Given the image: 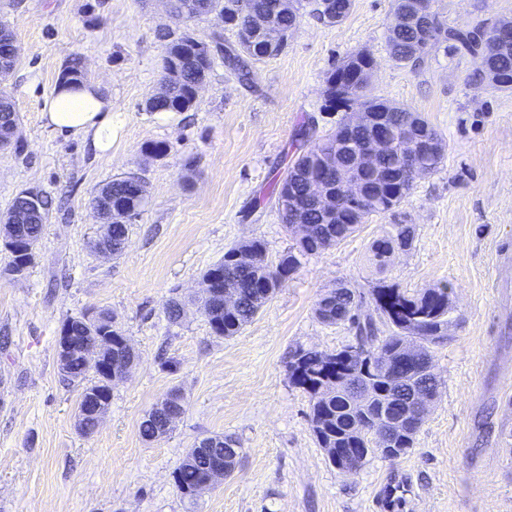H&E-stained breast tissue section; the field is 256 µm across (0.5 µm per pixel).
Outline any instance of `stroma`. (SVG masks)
Listing matches in <instances>:
<instances>
[{
    "label": "stroma",
    "instance_id": "stroma-1",
    "mask_svg": "<svg viewBox=\"0 0 512 512\" xmlns=\"http://www.w3.org/2000/svg\"><path fill=\"white\" fill-rule=\"evenodd\" d=\"M392 5L353 0L335 26L304 16L281 53L253 64V85L217 55L192 109L151 112L166 32L208 42L220 30L214 16L181 22L168 0H0L18 48L0 88L19 115L12 146L0 150V215L25 188L54 201L32 267L0 277V512H377L389 481L401 486L400 512H512V287L494 285L512 280V91L487 86L459 55L437 54L417 72L397 65L385 44ZM432 6L452 24L512 20V0ZM364 50L375 62L372 97L421 112L445 139L441 169L394 213L304 260L238 335H214L194 306L170 322L168 302L197 291L225 248L260 238L266 262L278 264L293 242L272 193L284 157L303 123L315 122L319 138L335 129L326 78ZM75 56L114 105L111 155L40 119ZM150 141L166 142L167 154L145 152ZM131 172L149 203L124 253L105 257L89 245L99 228L92 198ZM403 220L417 227L414 244L377 273L369 245ZM381 280L410 293L453 287L448 338L433 348L440 394L405 455L372 454L344 473L319 447L288 365L297 349L352 342L349 324L314 315L328 289L343 281L365 296ZM101 309L139 361L113 383L109 412L87 436L76 426L82 388L63 381L56 345L67 318ZM174 388L185 414L144 441L142 418ZM215 435L239 442L236 470L188 503L172 472Z\"/></svg>",
    "mask_w": 512,
    "mask_h": 512
}]
</instances>
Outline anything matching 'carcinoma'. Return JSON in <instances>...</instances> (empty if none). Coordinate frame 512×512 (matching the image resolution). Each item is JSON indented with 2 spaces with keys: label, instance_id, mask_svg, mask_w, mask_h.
Returning a JSON list of instances; mask_svg holds the SVG:
<instances>
[{
  "label": "carcinoma",
  "instance_id": "obj_1",
  "mask_svg": "<svg viewBox=\"0 0 512 512\" xmlns=\"http://www.w3.org/2000/svg\"><path fill=\"white\" fill-rule=\"evenodd\" d=\"M206 4L208 11L224 14L230 21H246L251 16L273 10L275 0H171L175 17L189 21L196 11L195 2ZM307 6L296 0V7L277 16L278 23L286 33L296 28L304 16ZM494 24L485 22L473 27L452 25L440 14L431 11L427 32L403 28L386 36V46L391 58L400 66L418 69L439 52H452L470 58L478 75L484 77L493 71L500 78L512 82V43L499 41L482 32ZM197 39L187 33L170 41L164 58V68L178 73L166 89L151 98L147 104L150 112H186L195 104L197 84L207 77L213 58H205L195 50ZM15 37L6 25L0 24V69L10 72L17 64ZM224 66L232 71L242 83H251L254 73L250 62L268 58L262 50L243 43H227L221 48ZM85 77L81 60L71 59L60 74V79L78 81ZM18 115L10 95L0 92V128L6 138L14 139ZM418 122L426 136L438 141L443 138L428 119L419 112L402 107L390 112L388 126L380 135L390 138L402 131V127ZM374 137L368 128H347L339 120L336 129L308 144V134H302L301 142L295 145L294 158L289 160L284 179L275 187L277 200L289 196L293 206L279 207L284 224L300 223L307 233L295 239V243L282 255L279 263L262 271L261 267L237 258L240 251H248L255 257L265 254L266 244L253 238L236 244L224 251V258L210 267L203 277L214 275L235 290L236 308L210 316L209 300L201 303L203 314L208 317L211 329L217 336L233 337L258 314L275 294L276 290L291 279L300 269L302 260L317 255L338 245L357 232L370 215H384L393 211L414 190L415 181L396 163L403 150V143L380 156L372 170L367 192L361 202L344 201L342 214L326 213L315 208L308 200L307 192L313 172L309 167L311 156L322 153L336 154L344 151L341 165L352 167L357 161V152L364 143ZM112 201V240L120 245L128 240L130 224L141 215L147 205L144 180L128 174L115 178L99 188L94 202ZM52 200L43 195L38 201L36 213L22 220L21 233L27 238L26 249H33L39 242L43 226L48 220ZM416 238V225L392 224L383 234L373 240L370 251L373 263L380 270L386 269L397 251L409 250ZM34 262L32 254L10 252V261L5 273L24 275ZM453 287L448 282H439L416 294H409L398 285L379 283L370 291L373 309L361 313L362 296L349 285L340 282L323 294L314 309L315 316L328 325L336 324V318L344 312L349 315L343 322L356 329L355 342L347 348L359 347L375 357L374 369L368 373L367 400L359 401L362 393L353 389L357 375L362 373L363 362L348 364L339 360L343 350L334 352L300 348L295 351L289 365V377L293 385L303 389L309 396V422L313 434L322 448H332L338 455L354 454L365 458L375 452L386 458L396 456L393 451L378 450L372 446L368 428L376 420L416 421V397L425 394L436 397L440 380L433 368L432 347L447 339L449 315L452 307L450 296ZM389 328V335L378 336V323ZM419 339L420 352L415 357L402 361L406 344ZM64 380L83 386V391L96 394L99 405L108 408L112 393L104 384L98 367L80 356L69 362V375ZM212 459L194 456V449L186 451L182 462L173 472V480L179 493L189 499L193 490L207 476Z\"/></svg>",
  "mask_w": 512,
  "mask_h": 512
}]
</instances>
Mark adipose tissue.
Masks as SVG:
<instances>
[{
    "label": "adipose tissue",
    "instance_id": "1",
    "mask_svg": "<svg viewBox=\"0 0 512 512\" xmlns=\"http://www.w3.org/2000/svg\"><path fill=\"white\" fill-rule=\"evenodd\" d=\"M45 127L89 138L98 154L112 150V102L99 82H57L40 112Z\"/></svg>",
    "mask_w": 512,
    "mask_h": 512
}]
</instances>
